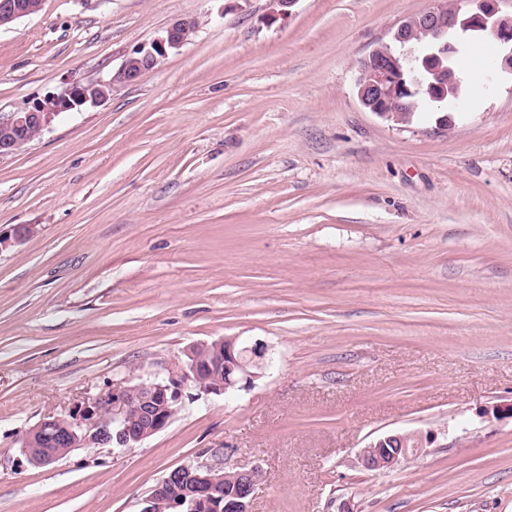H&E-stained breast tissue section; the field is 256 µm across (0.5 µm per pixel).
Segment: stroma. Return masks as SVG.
Here are the masks:
<instances>
[{
	"label": "stroma",
	"instance_id": "35a3bbf8",
	"mask_svg": "<svg viewBox=\"0 0 512 512\" xmlns=\"http://www.w3.org/2000/svg\"><path fill=\"white\" fill-rule=\"evenodd\" d=\"M433 0H43L0 27V117L179 51L0 156V512H141L220 451L253 512H512V71L454 58L464 110L394 123L357 61ZM268 349L253 385L186 389L133 448L30 464L23 436L189 346ZM432 432L386 471L359 452Z\"/></svg>",
	"mask_w": 512,
	"mask_h": 512
}]
</instances>
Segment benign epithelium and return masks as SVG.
Returning <instances> with one entry per match:
<instances>
[{
	"mask_svg": "<svg viewBox=\"0 0 512 512\" xmlns=\"http://www.w3.org/2000/svg\"><path fill=\"white\" fill-rule=\"evenodd\" d=\"M474 8L461 11L455 3L435 0L431 9L403 21L393 39L400 46L394 53L382 45L357 62L358 98L362 105L378 116L396 123L406 121L402 98L408 87L404 71L412 62L410 42L420 34L440 37L459 25L490 32L509 49L502 65L512 69V17L500 15L501 0H469ZM42 0H0V27L31 16L41 10ZM193 21L181 19L166 30L150 47L128 54L119 70L107 82L76 83L68 94L44 104L13 112L0 118V156L22 150L38 138L52 119L61 112L97 105L106 100L116 83H135L152 71L170 50H178L188 41ZM186 359L177 361L163 377L134 381L127 375L112 381L105 393L110 400L108 412L93 400L68 415L43 420L23 440V452L37 466H47L77 447L133 448L163 430L172 420L182 399L183 389L192 386L197 395H221L249 387L264 368L266 348L251 346L237 337H223L210 343L197 344L185 352ZM57 438L56 449L36 453V439ZM431 435L421 431L396 432L372 440L361 451V462L372 470L391 469L427 447ZM242 491L226 495L224 461L212 458L193 465L181 466L152 488L145 498L142 512H155L154 505L180 507L184 512H251V502L261 472L256 467H241Z\"/></svg>",
	"mask_w": 512,
	"mask_h": 512,
	"instance_id": "1",
	"label": "benign epithelium"
}]
</instances>
